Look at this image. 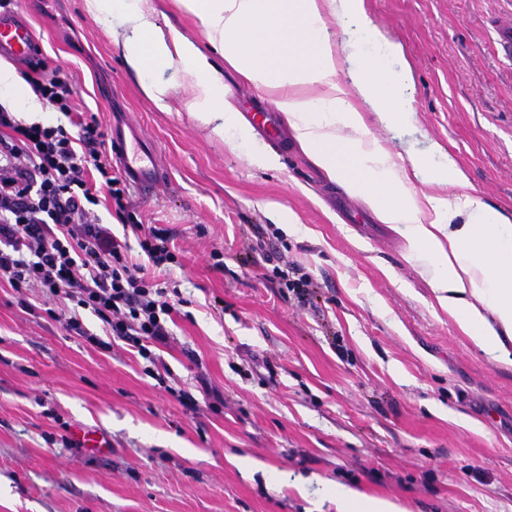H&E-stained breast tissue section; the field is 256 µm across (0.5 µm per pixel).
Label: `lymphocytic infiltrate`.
<instances>
[{
  "mask_svg": "<svg viewBox=\"0 0 512 512\" xmlns=\"http://www.w3.org/2000/svg\"><path fill=\"white\" fill-rule=\"evenodd\" d=\"M31 87L68 124H25L0 106V276L18 294L39 289L70 301L61 317L68 332L97 343L83 324L91 314L106 335L153 360L151 344L167 343L175 310L154 268L178 265L168 230L141 224L129 210L127 185L112 173L107 135L94 113L75 111L58 69L28 75ZM96 173L89 182L88 173ZM113 205L138 238L137 261L96 212Z\"/></svg>",
  "mask_w": 512,
  "mask_h": 512,
  "instance_id": "lymphocytic-infiltrate-1",
  "label": "lymphocytic infiltrate"
}]
</instances>
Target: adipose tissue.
<instances>
[{"label": "adipose tissue", "mask_w": 512, "mask_h": 512, "mask_svg": "<svg viewBox=\"0 0 512 512\" xmlns=\"http://www.w3.org/2000/svg\"><path fill=\"white\" fill-rule=\"evenodd\" d=\"M199 18L209 43L254 86L275 96L300 148L327 179L361 196L378 219L408 242L441 310L483 354L512 365V219L467 190L464 172L441 146L427 154H393L369 136L366 113L382 125H408L413 76L400 49L367 22L364 0H178ZM112 31L126 64L143 75V93L167 108L170 89L148 72L179 62L191 87L193 119L247 150L258 166L278 159L255 145L249 125L224 108V82L207 55L155 21L151 0H86ZM344 25L334 39L329 20ZM386 45L356 67L344 62L362 42ZM31 120L41 101L0 61V102ZM449 186L418 201L414 181Z\"/></svg>", "instance_id": "obj_1"}]
</instances>
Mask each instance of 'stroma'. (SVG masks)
Masks as SVG:
<instances>
[{"instance_id":"35a3bbf8","label":"stroma","mask_w":512,"mask_h":512,"mask_svg":"<svg viewBox=\"0 0 512 512\" xmlns=\"http://www.w3.org/2000/svg\"><path fill=\"white\" fill-rule=\"evenodd\" d=\"M365 3L414 74L412 124L372 119L370 135L401 155L440 143L470 193L512 216V64L491 23L512 19V0ZM153 4L159 26L206 45L176 0ZM15 6L78 110L155 150V189L129 200L171 232L182 264L156 278L182 303L155 351L160 378L136 348L69 335L51 316L60 302L0 277V512H338L336 484L402 512H512V366L433 309L400 232L295 143L261 168L200 127L179 63L148 76L171 88L159 109L85 0ZM210 59L227 110L271 108ZM259 237L313 279L307 304L251 251Z\"/></svg>"}]
</instances>
